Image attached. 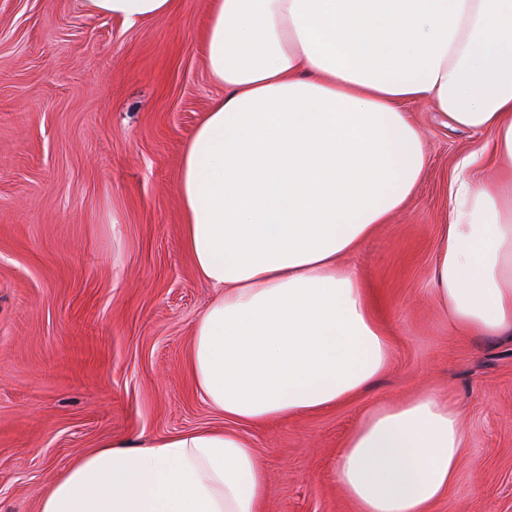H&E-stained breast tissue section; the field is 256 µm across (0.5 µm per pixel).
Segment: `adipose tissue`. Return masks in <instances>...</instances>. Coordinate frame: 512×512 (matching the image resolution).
Returning <instances> with one entry per match:
<instances>
[{"mask_svg":"<svg viewBox=\"0 0 512 512\" xmlns=\"http://www.w3.org/2000/svg\"><path fill=\"white\" fill-rule=\"evenodd\" d=\"M134 26L173 0H86ZM224 88L181 151L182 245L217 292L189 354L226 424L71 461L38 512H259L266 472L248 426L346 402L391 339L346 259L413 197L426 167L403 103L487 134L512 162V0H212ZM457 331L512 339V174L464 158L431 266ZM460 412L424 393L360 418L332 476L356 512H431L453 486Z\"/></svg>","mask_w":512,"mask_h":512,"instance_id":"ef3b65f1","label":"adipose tissue"}]
</instances>
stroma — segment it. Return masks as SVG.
Instances as JSON below:
<instances>
[{
  "instance_id": "obj_1",
  "label": "stroma",
  "mask_w": 512,
  "mask_h": 512,
  "mask_svg": "<svg viewBox=\"0 0 512 512\" xmlns=\"http://www.w3.org/2000/svg\"><path fill=\"white\" fill-rule=\"evenodd\" d=\"M211 0L127 26L85 0H0V512H37L103 441L223 425L194 386L193 328L213 296L182 247L180 157L224 94ZM428 157L413 198L347 262L392 340L387 369L334 408L247 427L261 512H353L332 478L372 406L452 395L466 447L434 512H512V340L464 336L429 285L458 161L486 135L406 104Z\"/></svg>"
}]
</instances>
